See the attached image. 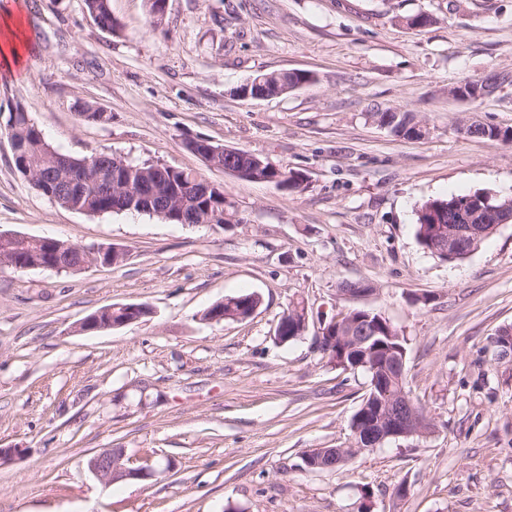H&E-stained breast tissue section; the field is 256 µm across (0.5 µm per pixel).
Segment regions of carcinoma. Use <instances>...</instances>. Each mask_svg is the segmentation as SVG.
I'll return each mask as SVG.
<instances>
[{
	"mask_svg": "<svg viewBox=\"0 0 512 512\" xmlns=\"http://www.w3.org/2000/svg\"><path fill=\"white\" fill-rule=\"evenodd\" d=\"M88 13L98 26L108 32H114L118 23L112 16L110 0H84ZM373 117L378 123L407 138H419L417 132L420 121L411 112L385 111L375 112ZM7 136L14 143V165L19 173L29 169L35 178L32 187L59 206L88 215L108 213L136 212L156 216L172 224H226L235 212L224 205V195L213 192L206 196L190 194L189 185L199 179V175L190 171L177 170L164 164L125 161L121 157L104 152H95L85 158H75L73 163L85 170L86 185L79 195H71L61 185L55 184L62 158L65 154L54 149L43 137L41 130L21 106L9 113L6 128ZM472 137L492 141L512 143V129L489 125L483 130L472 133ZM259 180L276 182L292 192L305 189L306 177L299 171L287 170L265 163L260 171ZM151 184L165 193V198L152 204L140 205L132 202L129 189ZM512 208V198H499L487 192L472 194H451L447 197L429 199L416 213V237L419 243L443 261L461 260L466 253L449 257L442 252L437 241L435 226L449 224L461 209L472 211L495 208ZM52 246L37 244L24 238L7 242L0 246V268L9 267L23 271L35 265L49 263ZM233 306L224 305V319L234 321L237 316L247 313L249 305L255 303L254 294L247 293L235 297ZM336 335L346 336V346L352 348L342 354L341 344H336V354H323L328 363L343 371H362L368 381L374 378H387L391 371V356L407 354V340L399 331L380 315L362 308H349L336 316ZM495 356L501 357L507 347L512 346V326H504L491 338ZM408 394L411 405L408 420V432L412 438H420L430 433L433 423L427 417L421 405L406 389V383L392 380L385 388H368L362 404L373 406L378 400H387L401 392ZM357 420H351V440L348 446L337 451L336 459L343 461L359 452L362 436L354 428Z\"/></svg>",
	"mask_w": 512,
	"mask_h": 512,
	"instance_id": "carcinoma-1",
	"label": "carcinoma"
}]
</instances>
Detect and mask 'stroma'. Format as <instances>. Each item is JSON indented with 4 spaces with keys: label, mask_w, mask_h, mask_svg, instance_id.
<instances>
[{
    "label": "stroma",
    "mask_w": 512,
    "mask_h": 512,
    "mask_svg": "<svg viewBox=\"0 0 512 512\" xmlns=\"http://www.w3.org/2000/svg\"><path fill=\"white\" fill-rule=\"evenodd\" d=\"M17 3L29 52L25 75L0 69V233L128 256L75 273L0 268V512H512V362L488 348L512 325V224L455 262L415 234L429 199L512 197V145L459 129L471 116L512 128V84L475 102L448 95L512 73V0H168L157 29L147 0H111L113 33L84 0H0V11ZM419 12L435 24H401ZM282 70L314 80L277 98L236 95ZM88 105L107 121L82 120ZM18 106L73 157L200 173L223 187L233 223L60 207L14 167L3 127ZM377 109L414 113L429 133L396 136ZM197 138L302 172L306 187L207 166L186 146ZM344 281L373 291L339 295ZM251 292L261 304L249 318L203 320ZM300 298L305 335L276 343ZM139 303L152 314L79 328ZM351 307L407 338L406 383L434 429L310 471V449L346 446L367 389L315 343L321 321ZM110 448L128 467L170 469L103 487L87 461ZM120 310L124 315L121 321H112V311ZM110 317L111 320L108 324L100 326L99 313L86 317L79 325V328L84 331L89 330H107L115 327L123 326L140 319L143 315L149 314L145 312V307L140 304H126V305H112L106 307L104 310Z\"/></svg>",
    "instance_id": "stroma-1"
}]
</instances>
